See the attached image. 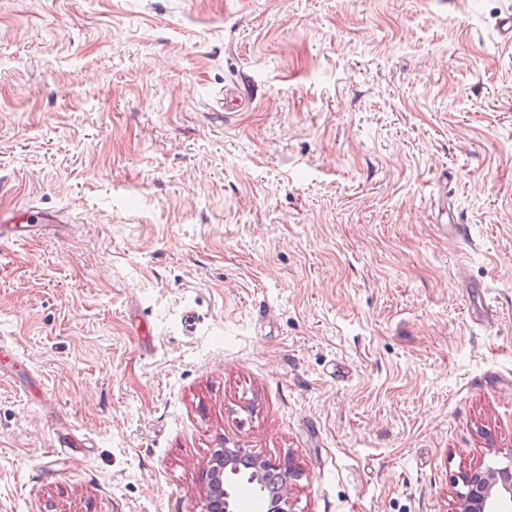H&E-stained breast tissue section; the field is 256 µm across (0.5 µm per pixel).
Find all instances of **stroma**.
<instances>
[{"instance_id":"35a3bbf8","label":"stroma","mask_w":512,"mask_h":512,"mask_svg":"<svg viewBox=\"0 0 512 512\" xmlns=\"http://www.w3.org/2000/svg\"><path fill=\"white\" fill-rule=\"evenodd\" d=\"M508 10L0 0V202L75 217L0 247V512H205L226 443L290 512H459L512 456ZM437 215L440 216L439 223L444 224L447 232L451 236H456L463 230L462 225L459 224V216L454 212L451 203L448 202V197L442 198L436 204ZM249 463H247V461ZM250 470V485H268L273 488L268 496L257 500V511L288 512L291 481L298 477L290 463L272 462L250 455L243 448H217L214 450L209 468L205 471L208 484V498L205 511L234 512L235 493L227 485L229 474L240 472L242 464Z\"/></svg>"}]
</instances>
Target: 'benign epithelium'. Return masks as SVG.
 I'll use <instances>...</instances> for the list:
<instances>
[{"mask_svg":"<svg viewBox=\"0 0 512 512\" xmlns=\"http://www.w3.org/2000/svg\"><path fill=\"white\" fill-rule=\"evenodd\" d=\"M247 464L249 484L272 488L268 496L257 500L258 512H288L291 481L298 477L286 462L255 457L241 448H217L205 471L208 498L205 512H235V493L227 485L229 474L240 472ZM459 493L461 512H512V461L504 467L472 469Z\"/></svg>","mask_w":512,"mask_h":512,"instance_id":"benign-epithelium-1","label":"benign epithelium"}]
</instances>
